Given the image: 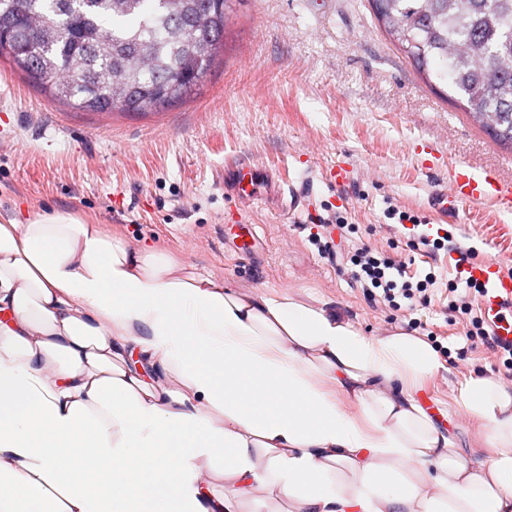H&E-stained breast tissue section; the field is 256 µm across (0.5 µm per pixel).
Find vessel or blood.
Here are the masks:
<instances>
[{
    "label": "vessel or blood",
    "instance_id": "b4317fda",
    "mask_svg": "<svg viewBox=\"0 0 512 512\" xmlns=\"http://www.w3.org/2000/svg\"><path fill=\"white\" fill-rule=\"evenodd\" d=\"M448 183V189L430 200L437 211L445 213L461 203L487 201L498 212L512 213V181L500 178L495 169L475 170L462 165L452 169ZM261 184L262 171L258 167L242 164L231 171L232 197H257ZM464 272L468 279L484 287L483 313L492 336L512 343V277L501 275L497 261L492 259L467 265Z\"/></svg>",
    "mask_w": 512,
    "mask_h": 512
}]
</instances>
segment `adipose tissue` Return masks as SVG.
I'll list each match as a JSON object with an SVG mask.
<instances>
[{
	"label": "adipose tissue",
	"mask_w": 512,
	"mask_h": 512,
	"mask_svg": "<svg viewBox=\"0 0 512 512\" xmlns=\"http://www.w3.org/2000/svg\"><path fill=\"white\" fill-rule=\"evenodd\" d=\"M439 352L225 286L57 213L0 223V512H512V390L417 397Z\"/></svg>",
	"instance_id": "ef3b65f1"
}]
</instances>
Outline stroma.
Wrapping results in <instances>:
<instances>
[{
	"instance_id": "35a3bbf8",
	"label": "stroma",
	"mask_w": 512,
	"mask_h": 512,
	"mask_svg": "<svg viewBox=\"0 0 512 512\" xmlns=\"http://www.w3.org/2000/svg\"><path fill=\"white\" fill-rule=\"evenodd\" d=\"M224 49L187 99L152 114L82 112L50 102L0 59V222L71 213L139 248L167 251L245 291H290L327 304L370 337L403 330L436 345L443 366L419 399L440 409L465 454L493 448L460 400L481 376L512 389L503 361L469 337L453 304L479 307L466 288L449 291L454 252L409 257L412 224L384 218L387 204L449 232L480 261L512 271V216L462 203L440 215L428 200L464 162L512 180V150L495 144L446 101L445 82L426 85L375 19L369 0H232ZM251 163L273 184L305 191L294 208L278 193L236 200L224 191L233 165ZM344 167L347 177L336 182ZM349 226L339 247L367 245L434 272L425 303L373 302L347 260L321 257L319 214ZM254 227L241 255L237 225Z\"/></svg>"
}]
</instances>
